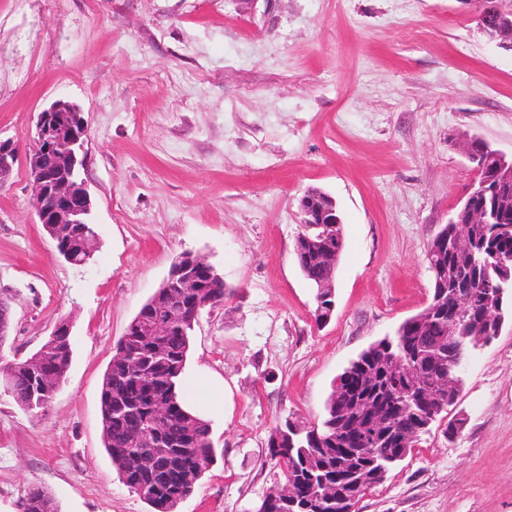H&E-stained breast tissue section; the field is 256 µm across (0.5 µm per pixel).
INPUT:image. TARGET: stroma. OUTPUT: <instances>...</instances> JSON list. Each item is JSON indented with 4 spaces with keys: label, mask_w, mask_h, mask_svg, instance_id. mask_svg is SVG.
Wrapping results in <instances>:
<instances>
[{
    "label": "stroma",
    "mask_w": 512,
    "mask_h": 512,
    "mask_svg": "<svg viewBox=\"0 0 512 512\" xmlns=\"http://www.w3.org/2000/svg\"><path fill=\"white\" fill-rule=\"evenodd\" d=\"M476 0H0V138L27 152L39 112L78 104L99 246L77 268L38 224L25 164L0 185L5 358L72 321L42 414L0 391V512L33 486L60 512H150L102 441L118 339L182 252L230 287L202 310L185 372L224 392L216 461L178 512H252L282 482L264 461L285 416L316 423L337 376L429 303L430 242L474 173L462 138L512 154V51ZM336 203L330 321L294 255L300 197ZM449 417L356 512H512V320L470 357Z\"/></svg>",
    "instance_id": "35a3bbf8"
}]
</instances>
